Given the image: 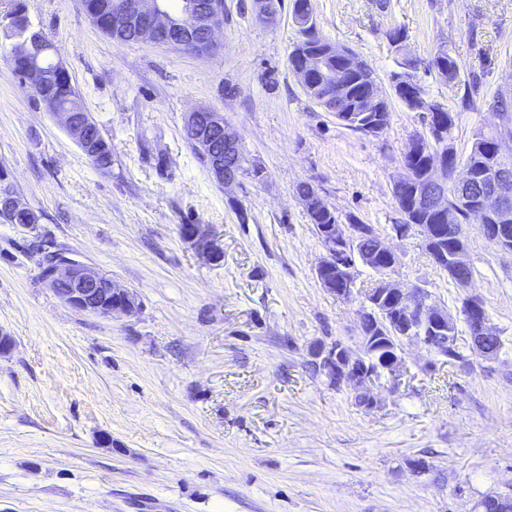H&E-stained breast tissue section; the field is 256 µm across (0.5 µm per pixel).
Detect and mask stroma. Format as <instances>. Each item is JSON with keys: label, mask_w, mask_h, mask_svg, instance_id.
I'll return each instance as SVG.
<instances>
[{"label": "stroma", "mask_w": 512, "mask_h": 512, "mask_svg": "<svg viewBox=\"0 0 512 512\" xmlns=\"http://www.w3.org/2000/svg\"><path fill=\"white\" fill-rule=\"evenodd\" d=\"M81 104L112 145L96 169L18 83L0 44V169L53 247L132 289L135 316L103 319L62 304L39 278L31 234L0 222V512H483L512 496V253L464 227L472 278L436 268L392 184L421 113L392 102L382 135L339 124L310 100L288 57L301 35L287 10L269 26L249 0H224L210 55L117 43L81 0H25ZM319 34L351 48L382 82L397 71L388 33L430 60L422 74L458 115V154L512 94V0H311ZM222 112L261 169L226 189L185 139L187 112ZM311 181L342 218L396 250L388 272L458 311L481 299L503 341L488 361L459 326L448 362L413 341L406 372L356 406L310 364L319 343L356 345L359 300L323 288V257L295 187ZM246 221H239V213ZM207 228L223 251L201 258L180 236ZM425 462L418 470L417 462Z\"/></svg>", "instance_id": "1"}]
</instances>
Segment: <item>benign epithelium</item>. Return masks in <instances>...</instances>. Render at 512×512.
Instances as JSON below:
<instances>
[{
    "mask_svg": "<svg viewBox=\"0 0 512 512\" xmlns=\"http://www.w3.org/2000/svg\"><path fill=\"white\" fill-rule=\"evenodd\" d=\"M82 6L92 23L101 31L117 38L128 30L137 33L138 41L186 49L192 44L193 52L209 55L218 49L216 32L224 25V0H180L179 9H170L169 0H112V9L98 12ZM250 9L255 16L267 23H273L278 16L277 0H250ZM53 44L46 41L38 28H32L29 36L15 39L12 44V57L15 61L30 67L42 65L48 75L44 79L42 92L52 95L57 91L56 77L65 67L54 59ZM336 56L342 59L343 67L334 70L324 64L320 53L304 54L299 59L293 74L306 93H313L316 86L312 78L319 76L321 82L329 85L335 93V106L332 111L348 112L346 109L347 74L358 72L361 61L358 56L344 49H336ZM411 110L423 113L426 118L427 135L413 139L401 155L400 172L393 184L403 185L411 176V168L406 157L416 156L423 151L431 159L425 175L421 178L414 196V207L438 214L448 224L457 222L456 210L448 207V187H453L457 204L474 205L479 218L482 234L492 237V242L502 251L512 253V163L503 145L495 147L496 164L485 174H478L464 162L449 163L454 154L450 147L448 123L439 119L445 107L440 102L413 100ZM61 119L68 136L85 154L97 159L98 169L108 172L112 168L106 148L100 137L90 129L80 99L69 97L63 110L54 112ZM184 128L194 133L193 145L206 159L212 178L228 188L237 183V168L245 162L244 153L237 134L224 120V114L207 108L187 113ZM29 215L30 222L19 225L27 233L36 231L40 220L31 214V209L17 196L0 193V220L5 221L18 214ZM395 233L402 238L413 231L422 240L423 247L438 268L461 286H466L469 278L465 273L470 269L468 245L463 234L455 235L457 243L452 252L435 246L438 229L431 224H415L409 227L394 226ZM182 238L189 243L203 259L217 262L222 251L214 243L201 224H183L180 227ZM375 234L367 224H333L328 227L327 245L323 246V257L316 269L319 282H324L327 271L333 270L344 283L343 297L351 298L356 289L357 276L350 262V247L362 237ZM32 252L39 256L41 281L55 293L59 300L72 310L95 315L105 319L131 317L140 310V302L134 292L122 283L99 269L72 258L62 250L50 251L41 240L31 244ZM387 269L379 271L380 278L373 287L365 290L370 297L389 296L394 299L401 311L402 323L395 337V353L389 362L387 374L396 380L405 369L401 356V344L414 340L428 350L446 349L454 346L450 336H442L443 326L454 315L448 309L429 301L424 289L406 288L386 277ZM460 314L467 318L473 327L472 347L485 359L491 355L488 341L495 336L490 322L480 314L477 299H465ZM369 320L377 324L386 322L385 316L373 303L366 300L358 309V324ZM369 337L360 336V344L352 348L338 340L331 345H320L310 352L312 364L327 379L338 387H347L356 394L371 393L380 384V373L368 363Z\"/></svg>",
    "mask_w": 512,
    "mask_h": 512,
    "instance_id": "1",
    "label": "benign epithelium"
}]
</instances>
